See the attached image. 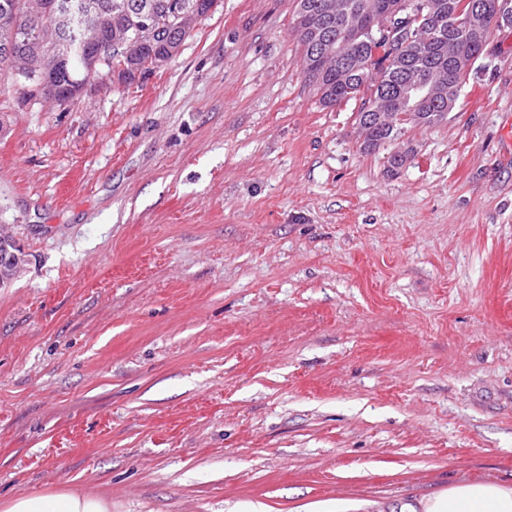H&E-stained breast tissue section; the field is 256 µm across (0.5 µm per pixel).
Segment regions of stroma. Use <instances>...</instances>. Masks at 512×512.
<instances>
[{
  "label": "stroma",
  "instance_id": "35a3bbf8",
  "mask_svg": "<svg viewBox=\"0 0 512 512\" xmlns=\"http://www.w3.org/2000/svg\"><path fill=\"white\" fill-rule=\"evenodd\" d=\"M296 4L220 0L128 87L0 95V502L512 487V27L446 122L366 153L360 100L302 74Z\"/></svg>",
  "mask_w": 512,
  "mask_h": 512
}]
</instances>
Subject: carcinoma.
<instances>
[{"label":"carcinoma","instance_id":"cac0c4a2","mask_svg":"<svg viewBox=\"0 0 512 512\" xmlns=\"http://www.w3.org/2000/svg\"><path fill=\"white\" fill-rule=\"evenodd\" d=\"M58 0H0V44L16 36L15 25L23 18L36 21L34 30L43 45L40 50L21 51L8 58L0 55V95L15 84L20 74L35 75L40 79L39 96L65 102L77 98L85 86L99 77L100 64L97 51L101 45L112 46L108 66L121 73L136 66L145 73L154 69V60L167 53V45L183 43L192 28L174 27V13L180 9L191 11L199 18L207 17L217 7L218 0H142L154 14L158 32L139 44H129V36L140 28V17L112 12V17L99 18L92 25L90 42L80 59L64 57L56 52L48 34L55 24ZM327 0H298L294 17V32L302 49L301 66L305 80L313 83L321 93L320 100L326 106H335L344 100L361 99L360 112L373 113L370 124H357L360 150L371 153L401 136L407 125L432 127L448 120L458 101V91L453 85H461L468 78L473 64L483 54L487 41L495 28L512 26V12L504 15L499 6L503 0H479L483 12L469 15L458 13L456 5L462 0H414L423 6V12L433 15V31L426 37L411 36L406 28H400L392 37L389 47L377 54L364 44L362 35L348 44L351 55L363 59V67L357 77L349 79L331 63L324 67L318 63L317 48L306 41L300 28L309 16L321 11ZM335 10L325 15L327 33L336 35L354 18L361 20L364 30L374 32L381 23L377 5L392 4L397 0H332ZM479 23L483 41L471 40L470 25ZM437 71L432 89L437 93L435 102L427 103L407 112L399 106L384 104L388 93H397L400 83L414 72Z\"/></svg>","mask_w":512,"mask_h":512}]
</instances>
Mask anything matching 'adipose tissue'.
Masks as SVG:
<instances>
[{
	"label": "adipose tissue",
	"mask_w": 512,
	"mask_h": 512,
	"mask_svg": "<svg viewBox=\"0 0 512 512\" xmlns=\"http://www.w3.org/2000/svg\"><path fill=\"white\" fill-rule=\"evenodd\" d=\"M0 512H111L102 498L75 493L15 497ZM399 512H512V487L469 482L401 505Z\"/></svg>",
	"instance_id": "1"
}]
</instances>
